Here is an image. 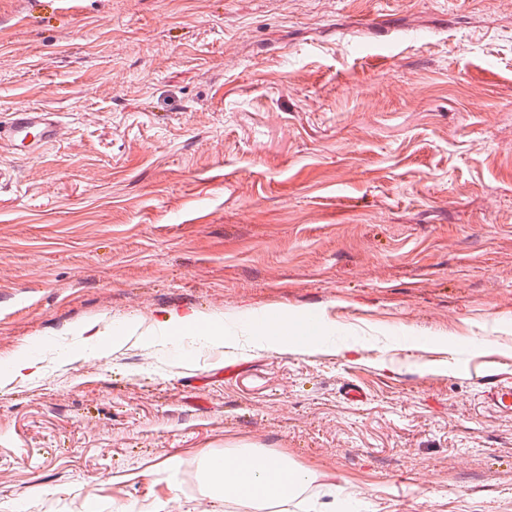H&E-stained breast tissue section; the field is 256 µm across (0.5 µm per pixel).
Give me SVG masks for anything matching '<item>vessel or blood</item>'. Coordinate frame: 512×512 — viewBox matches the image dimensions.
<instances>
[{
	"label": "vessel or blood",
	"mask_w": 512,
	"mask_h": 512,
	"mask_svg": "<svg viewBox=\"0 0 512 512\" xmlns=\"http://www.w3.org/2000/svg\"><path fill=\"white\" fill-rule=\"evenodd\" d=\"M60 135L57 114L21 106L12 112L8 124H0V149L30 154L57 141Z\"/></svg>",
	"instance_id": "b4317fda"
}]
</instances>
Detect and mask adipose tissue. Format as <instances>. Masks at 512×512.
Masks as SVG:
<instances>
[{
	"mask_svg": "<svg viewBox=\"0 0 512 512\" xmlns=\"http://www.w3.org/2000/svg\"><path fill=\"white\" fill-rule=\"evenodd\" d=\"M256 331L258 340L267 348L276 350L288 343L302 342L316 346L329 332L328 327L306 329L300 315L280 310L260 317ZM165 325L169 333L181 338L192 337L208 343L224 340V323L195 314L174 315ZM279 468L281 480L271 484L272 468ZM312 479L309 470L294 464L287 455L255 449H239L224 456V495L236 499L244 512H263L270 502L287 503L302 486Z\"/></svg>",
	"mask_w": 512,
	"mask_h": 512,
	"instance_id": "1",
	"label": "adipose tissue"
}]
</instances>
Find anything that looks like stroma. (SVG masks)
Segmentation results:
<instances>
[{
	"mask_svg": "<svg viewBox=\"0 0 512 512\" xmlns=\"http://www.w3.org/2000/svg\"><path fill=\"white\" fill-rule=\"evenodd\" d=\"M21 106L64 134L0 154V372L51 353L1 503L238 512L202 470L247 445L292 512H512V0H0ZM276 308L343 352L161 327ZM164 326L168 327L171 335L181 339L186 337L198 338L206 343H223L224 321L212 320L209 317H200L196 314L173 315L169 317Z\"/></svg>",
	"mask_w": 512,
	"mask_h": 512,
	"instance_id": "stroma-1",
	"label": "stroma"
}]
</instances>
